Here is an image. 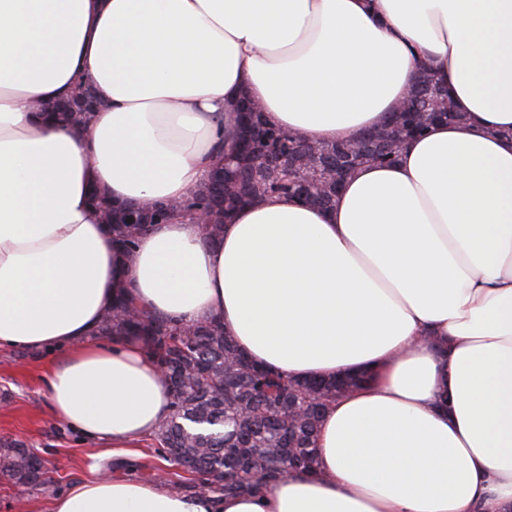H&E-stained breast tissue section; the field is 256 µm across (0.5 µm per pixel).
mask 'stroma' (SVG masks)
I'll list each match as a JSON object with an SVG mask.
<instances>
[{"label":"stroma","mask_w":512,"mask_h":512,"mask_svg":"<svg viewBox=\"0 0 512 512\" xmlns=\"http://www.w3.org/2000/svg\"><path fill=\"white\" fill-rule=\"evenodd\" d=\"M52 359L49 353L0 350V439L26 441L44 459L48 477L62 488L89 477L94 461L116 477L152 476L159 460L149 444L115 454L84 442L54 418L42 392V378Z\"/></svg>","instance_id":"stroma-1"}]
</instances>
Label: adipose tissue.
<instances>
[{"mask_svg":"<svg viewBox=\"0 0 512 512\" xmlns=\"http://www.w3.org/2000/svg\"><path fill=\"white\" fill-rule=\"evenodd\" d=\"M425 70L465 121L360 166L330 208L269 196L215 241L178 215L129 260L90 204L193 195L240 97L355 142ZM82 81L102 104L84 131L39 117ZM121 291L221 318L289 378L365 381L325 411L318 474L220 497L94 464L49 512H512V0H0V348L53 353L54 416L116 452L171 410L142 342L100 333Z\"/></svg>","mask_w":512,"mask_h":512,"instance_id":"1","label":"adipose tissue"}]
</instances>
